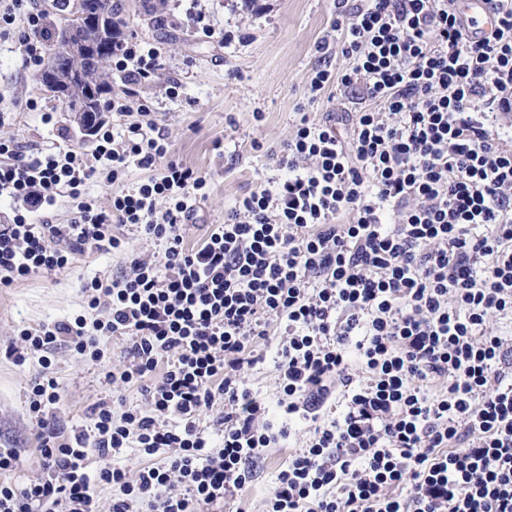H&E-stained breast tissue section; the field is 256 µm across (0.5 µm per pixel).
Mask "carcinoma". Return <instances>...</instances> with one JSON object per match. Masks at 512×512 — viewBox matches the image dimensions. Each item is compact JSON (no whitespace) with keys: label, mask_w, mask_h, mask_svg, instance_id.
Here are the masks:
<instances>
[{"label":"carcinoma","mask_w":512,"mask_h":512,"mask_svg":"<svg viewBox=\"0 0 512 512\" xmlns=\"http://www.w3.org/2000/svg\"><path fill=\"white\" fill-rule=\"evenodd\" d=\"M123 0H76L73 10L56 28L54 52L57 71V91L68 101V109L78 102L89 112L103 111L102 94L107 86L105 69H92L85 64L75 66L63 59L64 47L79 35L105 56V65L112 62L117 46L116 28L123 22Z\"/></svg>","instance_id":"carcinoma-1"}]
</instances>
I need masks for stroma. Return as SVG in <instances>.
<instances>
[{
	"label": "stroma",
	"mask_w": 512,
	"mask_h": 512,
	"mask_svg": "<svg viewBox=\"0 0 512 512\" xmlns=\"http://www.w3.org/2000/svg\"><path fill=\"white\" fill-rule=\"evenodd\" d=\"M138 3L128 0L125 23L140 37L158 42L164 58L155 83L138 88L136 96L152 103L174 156L210 179L208 196L197 202L186 231L185 241L193 246L208 225L223 223L236 199L267 176L263 151L287 140L312 68L322 62L345 66L336 43V11L332 0H168L165 13L173 22L160 27L145 21ZM194 3L213 29L227 34V41L203 38L182 25L185 10ZM172 81L180 85L175 99L164 93ZM28 96L38 98V110L21 108V100ZM257 111L263 113L262 121H255ZM47 112L54 116L49 124L43 120ZM0 113L6 119L2 135L50 148L58 144L63 128L73 145L92 147L66 104L40 91L32 75L21 69L13 34L0 35ZM257 142L262 145L258 151L253 148ZM119 269V258L94 253L77 257L68 269L0 288V448L19 454L16 470L6 475L8 481L23 485L38 478L42 458L38 429L25 405L27 384L40 364L33 358L25 366L16 365L7 347L23 327L79 314L82 284ZM49 357L62 391L60 426L89 424L93 405L112 396L103 368L77 363L63 347ZM291 433L288 447L272 449L258 465L255 481L243 494L248 512H263L277 471L312 430L295 421Z\"/></svg>",
	"instance_id": "35a3bbf8"
}]
</instances>
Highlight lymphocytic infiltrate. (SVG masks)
<instances>
[{"label": "lymphocytic infiltrate", "mask_w": 512, "mask_h": 512, "mask_svg": "<svg viewBox=\"0 0 512 512\" xmlns=\"http://www.w3.org/2000/svg\"><path fill=\"white\" fill-rule=\"evenodd\" d=\"M493 33L469 35L458 0H335L346 68L312 70L278 170L240 196L195 246L184 242L201 172L173 158L136 89L162 68L130 34L112 56L123 83L95 146L36 147L0 136V285L108 252L120 272L85 282L81 314L18 331L17 364L65 346L107 364L137 406L102 400L89 426L57 430L50 360L28 384L42 474L5 478L0 512H211L237 502L288 423L313 433L279 469L265 512H512V0H489ZM72 0H6L21 66L41 70L50 15ZM358 100L341 134L316 113ZM149 176L101 206L88 187ZM74 201L58 221L60 198ZM131 228L157 242L136 252ZM123 339L120 365L110 345ZM274 348L277 404L244 381ZM344 397L336 418L325 413ZM136 470L122 464L127 456ZM112 497L101 503L98 487Z\"/></svg>", "instance_id": "f902f5d3"}]
</instances>
